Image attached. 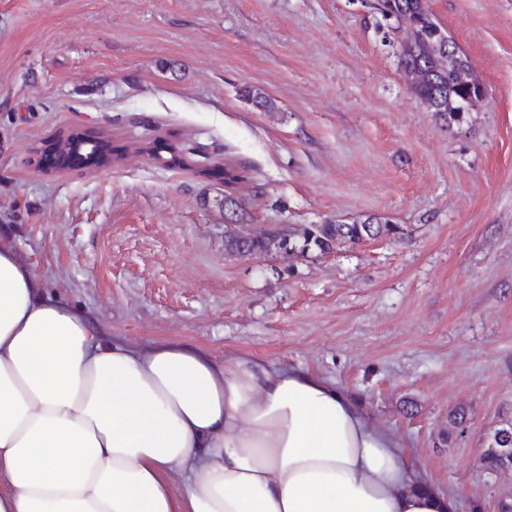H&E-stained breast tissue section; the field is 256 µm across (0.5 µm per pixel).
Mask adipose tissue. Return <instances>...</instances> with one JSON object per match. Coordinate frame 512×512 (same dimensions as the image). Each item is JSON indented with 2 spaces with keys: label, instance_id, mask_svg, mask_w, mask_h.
I'll return each instance as SVG.
<instances>
[{
  "label": "adipose tissue",
  "instance_id": "obj_1",
  "mask_svg": "<svg viewBox=\"0 0 512 512\" xmlns=\"http://www.w3.org/2000/svg\"><path fill=\"white\" fill-rule=\"evenodd\" d=\"M331 383L132 347L0 242V512H453Z\"/></svg>",
  "mask_w": 512,
  "mask_h": 512
}]
</instances>
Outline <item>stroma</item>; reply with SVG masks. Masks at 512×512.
Masks as SVG:
<instances>
[{"label": "stroma", "instance_id": "35a3bbf8", "mask_svg": "<svg viewBox=\"0 0 512 512\" xmlns=\"http://www.w3.org/2000/svg\"><path fill=\"white\" fill-rule=\"evenodd\" d=\"M374 3L0 0V241L109 340L306 370L455 512H500L512 470L479 459L512 421V0H429L487 89L459 125L411 94ZM81 128L127 155L41 164L50 137ZM158 137L243 177L228 188L135 153ZM227 193L256 236L369 216L401 233L231 255Z\"/></svg>", "mask_w": 512, "mask_h": 512}]
</instances>
